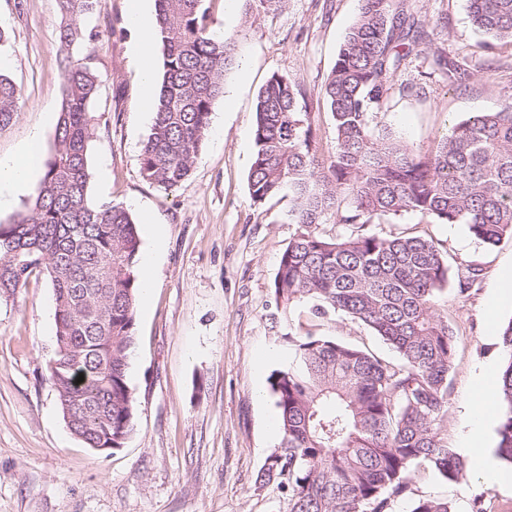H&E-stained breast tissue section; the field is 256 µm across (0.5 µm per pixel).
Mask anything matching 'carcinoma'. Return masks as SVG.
<instances>
[{
	"label": "carcinoma",
	"instance_id": "cac0c4a2",
	"mask_svg": "<svg viewBox=\"0 0 512 512\" xmlns=\"http://www.w3.org/2000/svg\"><path fill=\"white\" fill-rule=\"evenodd\" d=\"M94 2L58 0L66 66L54 149L24 210L0 225V296L15 294L36 272L48 274L56 325L48 373L58 405L87 447L110 441L118 449L136 418L127 373L142 242L126 207L95 203L89 193L88 152L97 135L89 109L100 76L71 53L97 37L82 25ZM466 2L478 32L512 43V0ZM155 16L162 79L141 170L169 190L189 177L201 153L236 45L211 33L205 0H155ZM419 25L395 0H363L321 87L336 132L328 164L298 83L274 73L257 94L250 197L262 204L288 193V223L302 227L280 257L276 302L285 312L310 302L318 316L342 313L398 354L392 363L327 336H284L289 356L268 379L280 444L262 476L279 481L289 512H387L414 472L453 483L466 470L440 435L454 351V331L436 309L448 263L431 239L382 237L366 226L412 213L463 224L490 248L512 240V101L453 123L430 155L372 126L422 38L410 36ZM21 99L0 73V131L17 117ZM330 221L358 230L327 238L318 227ZM480 272L467 266L457 294H467ZM501 347L496 453L512 465V319ZM411 512L454 510L446 499L420 498Z\"/></svg>",
	"mask_w": 512,
	"mask_h": 512
}]
</instances>
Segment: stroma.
<instances>
[{
	"instance_id": "35a3bbf8",
	"label": "stroma",
	"mask_w": 512,
	"mask_h": 512,
	"mask_svg": "<svg viewBox=\"0 0 512 512\" xmlns=\"http://www.w3.org/2000/svg\"><path fill=\"white\" fill-rule=\"evenodd\" d=\"M361 5L288 0L250 16L243 0H209L214 33L237 41L238 62L224 80L235 106L216 105L189 179L165 190L141 174L153 117L142 110L128 0H96L83 25L97 38L73 52L89 58L101 80L90 109L97 128L90 196L127 207L140 223L143 249L154 244L145 216L164 231L154 286L136 302L128 369L136 425L123 447L105 452L69 431L47 371L55 354L53 290L46 273L33 274L14 296L0 297V512H288L277 481L260 478L280 442L268 378L281 361L284 334L306 328L387 361L396 355L343 314L319 319L306 303L287 314L277 307L272 283L300 227L286 219L289 196L260 205L250 198L256 98L272 74L299 83L319 150L330 157L335 129L320 89ZM403 7L424 20L427 36L403 61L375 121L425 154L453 122L512 99V44L476 33L466 0H403ZM59 23L56 0H0V28L9 34L0 56L23 94L17 118L0 131V156L37 129L44 151L53 148L64 67ZM456 67L469 73L465 85L449 80ZM371 230L434 240L450 274L466 264L482 270L466 295L449 286L439 299L457 337L442 433L461 449L463 415L478 391L494 389L503 360L499 329L512 320V302L492 309L488 297L512 262V241L490 250L464 225L411 214ZM425 497L449 500L456 512H472L477 500L484 512H512V486L490 485L472 457L456 483L416 472L390 512H410Z\"/></svg>"
}]
</instances>
